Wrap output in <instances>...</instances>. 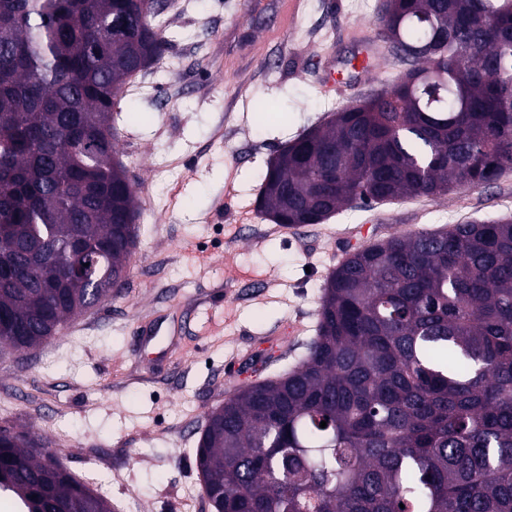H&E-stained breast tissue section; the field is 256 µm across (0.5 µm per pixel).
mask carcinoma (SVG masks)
<instances>
[{
  "label": "carcinoma",
  "instance_id": "carcinoma-1",
  "mask_svg": "<svg viewBox=\"0 0 512 512\" xmlns=\"http://www.w3.org/2000/svg\"><path fill=\"white\" fill-rule=\"evenodd\" d=\"M153 3L0 0L1 343L32 350L126 284L140 212L112 112L165 51ZM376 37L409 68L270 159V221L512 165V4L381 0ZM40 447L0 429V488L26 512H111ZM195 464L214 512H512V217L349 254L304 356L213 408Z\"/></svg>",
  "mask_w": 512,
  "mask_h": 512
}]
</instances>
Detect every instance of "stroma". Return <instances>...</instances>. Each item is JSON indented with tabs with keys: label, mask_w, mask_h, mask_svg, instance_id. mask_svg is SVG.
<instances>
[{
	"label": "stroma",
	"mask_w": 512,
	"mask_h": 512,
	"mask_svg": "<svg viewBox=\"0 0 512 512\" xmlns=\"http://www.w3.org/2000/svg\"><path fill=\"white\" fill-rule=\"evenodd\" d=\"M168 2L165 57L129 91L142 119L113 120L141 210L127 282L36 349L0 345V428L47 442L112 512H212L199 493L186 501L208 412L245 383L236 362L255 342L289 336L275 373L305 353L349 250L512 215V166L478 189L360 203L321 224L255 215L277 150L404 72L384 44L375 79L342 98L320 87L326 67L358 54L352 32L372 29L379 0ZM259 99L284 120L258 124Z\"/></svg>",
	"instance_id": "1"
}]
</instances>
